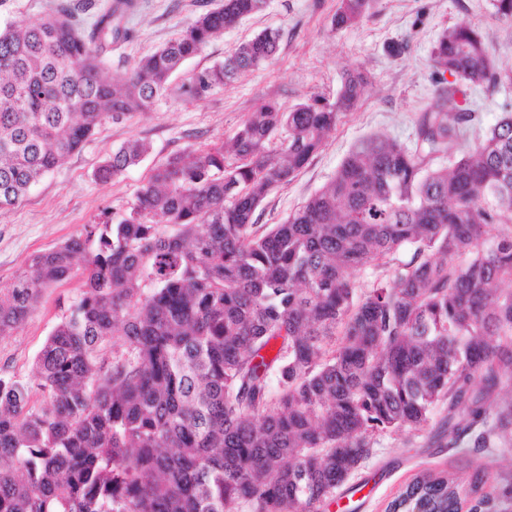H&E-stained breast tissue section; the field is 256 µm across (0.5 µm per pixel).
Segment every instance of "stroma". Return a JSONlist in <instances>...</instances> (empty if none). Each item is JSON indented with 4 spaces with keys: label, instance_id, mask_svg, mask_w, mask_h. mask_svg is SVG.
<instances>
[{
    "label": "stroma",
    "instance_id": "1",
    "mask_svg": "<svg viewBox=\"0 0 512 512\" xmlns=\"http://www.w3.org/2000/svg\"><path fill=\"white\" fill-rule=\"evenodd\" d=\"M219 0H136L123 24L127 40L113 45L103 59L115 72L174 38L182 26ZM338 0H267L264 9L210 42L182 67L190 74L233 51L263 29L282 33L276 58L266 67L197 101L159 100L150 110L121 123L103 124L62 166L45 176L23 200L0 214V289L8 288L34 254L79 235L84 225L104 213L122 215L150 168L189 146L223 143L244 116L263 100L283 107L311 99L335 102L346 70L362 68L369 85L360 101L342 117L322 150L288 185L268 196L258 210L262 224H279L334 176L350 150L362 139L385 134L406 146L415 143V120L435 97L440 79L430 62L431 49L444 29H477L494 53L497 67L512 70V23L491 14L489 0H375L358 26L338 30L332 18ZM465 108L474 120L463 136L471 143L484 134L512 104V85L489 91L485 85L465 89ZM131 139L151 146L139 165L116 179H97L96 170L112 151ZM82 285L74 277L48 289L26 323L0 337V374L27 376L63 304ZM441 420L433 415L419 432L395 431L378 436L372 457L350 479L349 490L328 512H384L385 506L418 473H469L484 465L489 479L497 469L491 457L467 448H448L433 437Z\"/></svg>",
    "mask_w": 512,
    "mask_h": 512
}]
</instances>
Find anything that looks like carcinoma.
<instances>
[{
    "instance_id": "obj_1",
    "label": "carcinoma",
    "mask_w": 512,
    "mask_h": 512,
    "mask_svg": "<svg viewBox=\"0 0 512 512\" xmlns=\"http://www.w3.org/2000/svg\"><path fill=\"white\" fill-rule=\"evenodd\" d=\"M266 0H224L177 37L114 73L102 56L129 36L132 0L86 30L59 8L0 29V209L14 206L108 121L175 93L201 99L275 58L264 30L224 61L172 78ZM374 0H339L338 29ZM512 23V0H491ZM430 63L455 81L417 120L408 148L362 140L334 177L281 224L263 200L323 148L367 84L346 73L333 103L266 100L221 146H189L151 168L121 217L36 254L0 290V336L75 274L27 378L0 375V512H327L372 455L375 437L420 431L492 456L512 447V113L466 149L472 114L458 81L512 82L482 35L442 33ZM149 143L132 139L98 170L114 179ZM411 260L356 292L354 275ZM426 473L386 512H512V470Z\"/></svg>"
}]
</instances>
